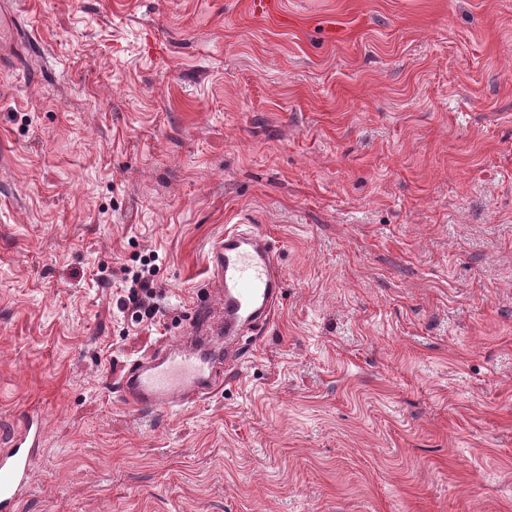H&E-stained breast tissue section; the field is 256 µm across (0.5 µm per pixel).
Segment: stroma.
I'll list each match as a JSON object with an SVG mask.
<instances>
[{
    "label": "stroma",
    "mask_w": 512,
    "mask_h": 512,
    "mask_svg": "<svg viewBox=\"0 0 512 512\" xmlns=\"http://www.w3.org/2000/svg\"><path fill=\"white\" fill-rule=\"evenodd\" d=\"M7 2L0 441L47 422L19 512H512V0ZM239 224L279 251L274 322L137 413L129 365ZM158 259V254L152 250L139 257V266L124 269L126 286L120 301L124 309L131 311V318L137 323L153 320L157 312L153 288L157 274L155 262Z\"/></svg>",
    "instance_id": "35a3bbf8"
}]
</instances>
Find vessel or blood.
Wrapping results in <instances>:
<instances>
[{
    "mask_svg": "<svg viewBox=\"0 0 512 512\" xmlns=\"http://www.w3.org/2000/svg\"><path fill=\"white\" fill-rule=\"evenodd\" d=\"M277 258L268 235L239 228L225 232L209 258V289L189 315L194 335L174 337L162 353L133 363L121 386L124 401L140 412H169L212 392L223 362L221 340L274 318L284 293ZM44 420L41 410L28 411L0 444V512H17L31 489Z\"/></svg>",
    "mask_w": 512,
    "mask_h": 512,
    "instance_id": "b4317fda",
    "label": "vessel or blood"
}]
</instances>
